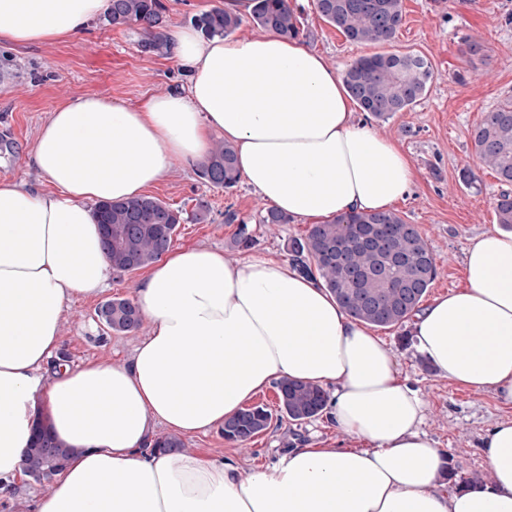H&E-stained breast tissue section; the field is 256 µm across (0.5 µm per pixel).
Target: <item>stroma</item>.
<instances>
[{"mask_svg":"<svg viewBox=\"0 0 512 512\" xmlns=\"http://www.w3.org/2000/svg\"><path fill=\"white\" fill-rule=\"evenodd\" d=\"M404 19L392 52L425 56L433 68L427 96L411 110L382 121L366 123L381 137L398 141L418 173L412 193L398 201L395 212L414 224L431 247L437 277L428 298L446 294L463 284V258L471 241L495 228V201L502 190L494 172L480 165L471 131L486 110L512 102V0H403ZM299 39L320 53L329 65L346 69L362 56L377 53L374 45L347 41L325 23L314 5L298 10ZM483 48V57L468 62L464 41ZM137 26L105 27L100 23L66 40L43 45L0 43V177L8 176L38 190L47 184L30 163L38 131L65 101L79 95L119 99L138 106L150 97L186 83L187 77L171 56L141 50ZM478 179L477 189L460 181L463 169ZM198 165L173 162L165 178L150 188L149 196L192 212L197 199L210 206L207 222L180 224L173 244L205 245L223 251L230 260L248 253L288 256V242L307 235L309 222L261 223L265 204L246 183L227 190L205 183ZM234 210L249 226L256 243L251 250L233 244L235 225L225 223V210ZM140 271L113 275L106 292L93 297L74 296L61 327L62 350L71 365L103 358L124 362L148 334V326L126 335L105 334L96 309L105 299L134 298ZM404 327L377 329L409 382L427 404L423 426L450 467L465 474L486 475L480 444L487 430L512 411L491 393L458 388L442 379L402 341ZM339 435L322 416L301 425L289 421L245 444L225 442L220 431L185 439L186 449H208L230 458L242 472L276 462L288 448Z\"/></svg>","mask_w":512,"mask_h":512,"instance_id":"1","label":"stroma"}]
</instances>
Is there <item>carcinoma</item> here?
Listing matches in <instances>:
<instances>
[{"instance_id": "obj_1", "label": "carcinoma", "mask_w": 512, "mask_h": 512, "mask_svg": "<svg viewBox=\"0 0 512 512\" xmlns=\"http://www.w3.org/2000/svg\"><path fill=\"white\" fill-rule=\"evenodd\" d=\"M321 18L347 40L365 45L392 41L403 21V0H315ZM161 0H111L103 16L106 26H139V45L150 53L168 55L171 40ZM253 24L287 38L300 34L288 0H254ZM207 37H227L242 24L236 15L214 8L192 17ZM432 64L409 53H375L355 60L345 71L346 86L362 111L386 120L416 106L429 91ZM476 155L492 169L505 187L495 204L496 223L512 231V103L484 112L472 130ZM199 176L217 187L231 189L240 176L234 148L213 143L200 166ZM98 223L107 225L104 238L112 272L126 273L156 262L170 247L178 225L207 219L209 205L200 201L191 217L178 208L149 196L104 201L95 207ZM239 223L233 243L253 244L248 225L238 222L235 211L224 212V223ZM297 271L314 276L336 298V303L360 322L374 328L401 327L421 304L437 275L434 254L415 225L394 211L351 213L311 226L303 238L288 243ZM98 320L110 333L128 334L142 325L139 310L128 298L103 302ZM280 417L302 424L325 410L328 392L316 385L284 379L276 383ZM273 414L263 405L249 406L224 423L221 434L229 443H243L268 430ZM47 453L27 450L26 475L54 476L63 468L69 450L49 436L48 425L39 426Z\"/></svg>"}]
</instances>
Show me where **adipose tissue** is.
Listing matches in <instances>:
<instances>
[{"mask_svg":"<svg viewBox=\"0 0 512 512\" xmlns=\"http://www.w3.org/2000/svg\"><path fill=\"white\" fill-rule=\"evenodd\" d=\"M110 0H0V42L88 29ZM186 84L131 107L95 95L50 113L31 154L49 185L0 177V499L24 470L37 422L72 453L26 512H512V418L483 439L489 481L448 491L426 403L387 345L286 260L168 249L135 303L150 330L121 365L59 357L72 296L112 277L92 206L141 195L173 161L234 146L246 183L298 220L390 210L417 174L356 114L339 69L300 41L172 33ZM465 284L417 312L418 353L438 376L512 406V232L465 251ZM332 388L325 409L351 445L288 449L242 474L231 459L153 450L157 427L222 429L282 379Z\"/></svg>","mask_w":512,"mask_h":512,"instance_id":"ef3b65f1","label":"adipose tissue"}]
</instances>
